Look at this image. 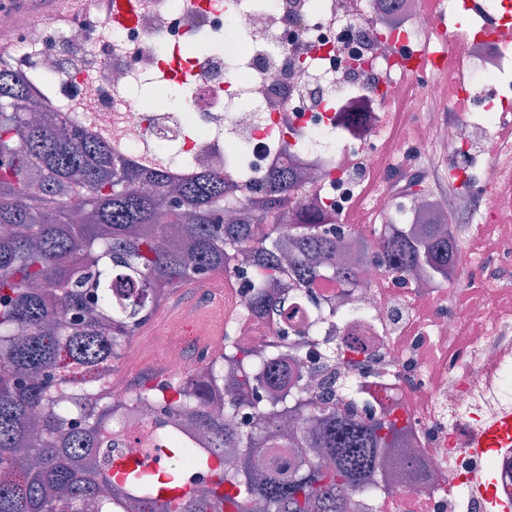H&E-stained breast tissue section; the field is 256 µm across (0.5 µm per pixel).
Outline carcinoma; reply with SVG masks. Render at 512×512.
Returning a JSON list of instances; mask_svg holds the SVG:
<instances>
[{
  "label": "carcinoma",
  "mask_w": 512,
  "mask_h": 512,
  "mask_svg": "<svg viewBox=\"0 0 512 512\" xmlns=\"http://www.w3.org/2000/svg\"><path fill=\"white\" fill-rule=\"evenodd\" d=\"M33 103L15 67L0 64V145L12 149L0 165V471L9 475L0 481V512H350L352 495L374 489L383 457L402 447L411 421L396 405L363 417L352 403L317 406L300 393L280 402L270 369L296 364L286 336L265 350L230 336L205 378L139 395L155 408L154 448L168 449L165 468L149 471L112 452L108 435L113 420L135 410L112 401L115 363L167 289L232 271L250 288L253 310L278 326L288 317L290 275L304 288L327 273L343 288L362 287L359 267L336 262L344 241L307 217L288 222L297 184L284 168L260 179L263 197L244 207L243 221L226 224L224 175L173 182L149 164L132 169L109 140L57 113L42 106V117L31 118L25 108ZM141 182L154 192H140ZM73 195L84 205L77 228L67 222ZM161 220L174 229L168 245L154 234ZM358 244L374 246L386 271L400 276L417 271L440 282L457 265L449 224H388ZM226 367L233 390L221 417L212 404ZM263 399L269 407L241 432L234 414ZM291 412L308 416L300 433L281 429ZM185 415L212 433L194 456L210 483L179 499L184 449L174 424ZM274 448L296 449L298 465L272 459ZM310 448L323 449L325 461ZM102 486L110 497L99 495Z\"/></svg>",
  "instance_id": "obj_1"
}]
</instances>
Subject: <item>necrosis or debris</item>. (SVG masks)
Wrapping results in <instances>:
<instances>
[{
  "mask_svg": "<svg viewBox=\"0 0 512 512\" xmlns=\"http://www.w3.org/2000/svg\"><path fill=\"white\" fill-rule=\"evenodd\" d=\"M135 17L112 25L97 0H83L77 22L57 29L34 15L30 28L42 39L17 38L19 70L35 98L68 120L107 133L122 159L152 157L174 177L223 173L239 208L271 168L298 171L303 189L291 207L333 204L330 226L354 232L347 221L356 199L355 169L376 172L377 194L362 209L396 224H487L497 231L492 251L470 254L458 243L467 288L456 275L445 284L391 278L375 254L363 256V285L340 288L321 278L295 291L300 324L318 311L326 317L317 337L289 332L288 347L301 355V387L316 398L328 382H351L359 411L382 413L400 399L413 431L406 453L385 459V487L355 494L358 512H487L476 480L486 471L512 483V446L489 458L472 455L468 442L512 412V179L496 165L498 130L512 120V42L485 30L492 14L512 25V0H486L483 12L456 21V0H134ZM203 35L205 53L184 46ZM433 42L439 56L457 65L442 71L437 60L419 64L412 52ZM143 82L165 95L177 86L190 94L178 108L139 103L131 89ZM397 119L417 126L412 147L443 143L446 172L456 194L444 203L430 193L402 196L408 174L405 142L386 129L389 102ZM301 151L280 148V115ZM252 294L237 286L225 335L260 347L276 328L250 315ZM223 337L188 323L152 322L138 337L139 363L164 358V373L112 377L113 401L136 396L142 386H161L172 375L203 371ZM354 349L362 367L351 365ZM152 408L117 428L119 453L165 463L146 450L144 432Z\"/></svg>",
  "mask_w": 512,
  "mask_h": 512,
  "instance_id": "1",
  "label": "necrosis or debris"
}]
</instances>
